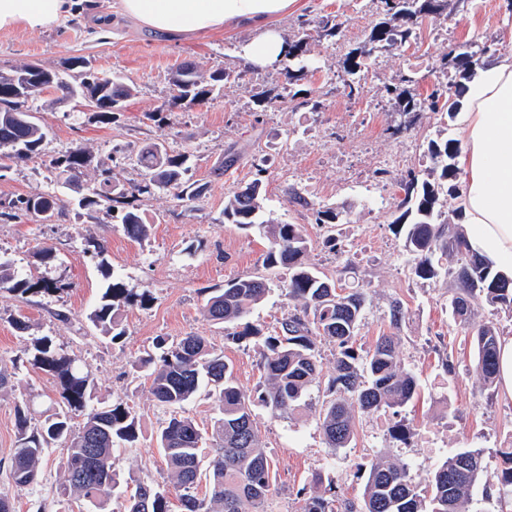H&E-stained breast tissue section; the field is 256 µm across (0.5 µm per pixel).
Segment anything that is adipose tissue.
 I'll list each match as a JSON object with an SVG mask.
<instances>
[{
    "instance_id": "adipose-tissue-1",
    "label": "adipose tissue",
    "mask_w": 512,
    "mask_h": 512,
    "mask_svg": "<svg viewBox=\"0 0 512 512\" xmlns=\"http://www.w3.org/2000/svg\"><path fill=\"white\" fill-rule=\"evenodd\" d=\"M297 0H119L122 17L169 37H203L247 28L255 39L241 52L245 66H268L288 46L273 21L293 12ZM87 13L97 34L112 32V17L97 0H0V32L46 31ZM461 132L464 149L461 205L468 242L512 277V57L483 70L467 90Z\"/></svg>"
}]
</instances>
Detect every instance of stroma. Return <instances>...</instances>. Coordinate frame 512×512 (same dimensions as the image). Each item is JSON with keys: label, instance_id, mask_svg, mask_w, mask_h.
<instances>
[{"label": "stroma", "instance_id": "obj_1", "mask_svg": "<svg viewBox=\"0 0 512 512\" xmlns=\"http://www.w3.org/2000/svg\"><path fill=\"white\" fill-rule=\"evenodd\" d=\"M380 12L379 0H299L297 10L277 19L286 40L307 39L306 54L315 70L303 87L320 102L314 111L280 98L284 76L277 64L248 71L239 84L214 92L202 104L171 106L172 71L186 61L203 75L222 68L239 70L242 48L254 37L247 29L178 43L126 20L119 21L109 40L92 38L78 19L45 32H0V73L33 61L57 71L68 58L82 56L95 69L137 89L107 124L95 113L81 111L79 102L60 104L55 92L40 93L36 103L47 129L42 152L0 177V201L55 191L63 205L62 215L49 224L31 217L0 223V259L17 269L47 272L59 286L50 294L0 289V366L13 371L9 386L0 390V496L11 501L15 512L87 510L61 493L62 448L43 457L36 489L17 486L10 474L17 404L32 401L31 418L37 424L58 397L56 378L26 361L33 339L51 337L56 346L81 359L96 380L97 400L122 399L133 406L141 438L136 449L122 455L120 474L163 481L167 470L155 434L164 415L148 378L135 373L132 364L156 337L196 332L223 352L240 386L256 388L258 339L233 341L208 322L201 312L200 291L265 274L269 222L302 225L309 241L307 263L329 277L364 286L367 303L357 337L361 348H370L388 331L391 301L403 303L408 319L401 331L400 359L420 389L419 398L402 412L412 429L407 442L389 438L395 421L391 412L365 413L357 418L350 447L334 455L326 448L314 410L279 417L255 406L259 438L278 473L274 512H301L303 501L296 492L311 487L318 474L335 484L340 499L361 503L369 465L384 450L408 464L419 485L451 449H482L488 472L502 466V453L512 445V396L479 379L473 338L448 312L446 278L413 279L404 238L393 225L400 181L410 173L426 172L428 141L439 135L458 138L460 121L424 111L415 116L411 129L394 134L401 117L384 87L410 69L417 74L419 92L447 85L450 71L441 59L449 48L468 43L490 44L492 63L512 56V11L505 0H469L463 8L427 17L418 45L376 52L359 97L348 98L337 78L341 62L349 48L364 41ZM328 19L341 23L339 36L321 37V23ZM268 94L273 103L257 109L256 98ZM151 112L156 115L152 121L147 118ZM159 137L170 151L191 155L193 178L205 183L206 191L192 203L169 194L141 198L138 205L149 225V235L141 241L128 238L106 209L77 213L75 192L58 190L49 168L52 158L78 143L92 157L82 188L93 187L107 167L132 185L140 179L132 158ZM257 177L266 186L260 224L243 229L225 223V197ZM293 190L313 203L349 211L350 223L335 229L343 253L325 247L327 227L315 223L310 210L291 202ZM91 238L104 245L103 255L85 253ZM45 245L55 249L46 265L37 256ZM104 265L109 275H102ZM109 277L129 290L148 288L154 295L145 305H121L125 334L114 342L90 329L86 320ZM62 313L67 316L63 322L58 319ZM19 319L27 322V331L16 329ZM448 358L455 367L451 374L444 367Z\"/></svg>", "mask_w": 512, "mask_h": 512}]
</instances>
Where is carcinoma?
<instances>
[{"label": "carcinoma", "mask_w": 512, "mask_h": 512, "mask_svg": "<svg viewBox=\"0 0 512 512\" xmlns=\"http://www.w3.org/2000/svg\"><path fill=\"white\" fill-rule=\"evenodd\" d=\"M379 2L383 20L375 23L364 43L350 49L342 60L343 89L350 98L360 93L361 76L368 70V59L375 49L391 50L416 40L420 21L450 7L453 0ZM488 51L486 45L471 52L454 48L442 58L443 65L455 69L459 77L452 84V92L435 88L424 97L413 93L417 79L412 71L387 85L385 92L406 117L427 109L452 118L463 107L466 81L485 65ZM305 53V38L289 43L284 75L290 86L299 85L308 76ZM238 79L239 75L224 69L205 79L194 67L184 65L172 76V104L202 102ZM49 87L96 99L102 123L112 120V115L136 92L134 85L95 71L82 56L66 60L61 72L32 64L12 75L0 76V172L42 152L47 133L37 117L34 97ZM457 153L452 139L428 141L432 167L425 178L411 175L400 181L403 197L397 204L400 215L393 224L404 231L411 275L422 280L441 275L448 278V308L459 327L473 336L476 371L490 387L496 383L503 331L493 319L472 330L473 304L481 298L492 307L512 311V278L494 271L470 249L460 223L462 211L455 209L449 217L440 209V196L458 193ZM91 162L87 151L75 145L51 159L50 168L58 171L62 184L78 190L77 179ZM134 165L139 182L127 187L112 169L105 168L99 186L83 194L78 207L121 209L119 221L124 233L138 241L148 235L149 225L134 204L137 197L167 191L182 202H194L203 195L205 186L189 177L190 155L171 152L163 141L148 144L136 156ZM263 196V181L253 179L225 200V219L242 228L258 223ZM60 212V199L53 194L0 202V221L32 215L49 223ZM315 213L316 223L332 227L348 219L346 211L332 206H320ZM267 234L270 247L265 267L288 272L282 288L296 306L273 333L263 337V381L255 390H244L224 354L195 333L177 341L157 337L154 351L133 365L135 372H144L151 380L150 392L167 415L156 433L167 467L166 482L132 475L129 481L133 489L120 490L116 453L136 447L140 434L137 414L124 401L92 404L96 383L91 373L83 371L75 357L47 336L34 341L29 364L57 377V409L43 422L33 424L27 403L16 406L17 448L10 460L14 482L20 486L37 484L44 453L60 442L65 450L61 461L64 493L82 498L93 512H112L109 503L115 491L125 502L123 512H172L174 499L182 512H270L277 477L253 419L255 403L283 416L316 408L325 443L333 452L353 441L357 415L381 410L401 414V409L417 396L418 384L401 365L400 337L383 335L373 348L359 351L356 337L366 292L330 278L305 262L308 240L300 225L269 224ZM273 286L271 278L251 276L227 280L222 288H202V312L216 325H233L246 318ZM36 287L45 292L54 290L46 277L31 273L23 277L11 264L0 262V288L27 293ZM121 296L129 293L120 283H109L100 304L88 316L92 327L113 341L125 335L115 308V300ZM322 341L335 347L334 369L323 399L315 403L311 389L320 382L316 346ZM204 386L218 411L206 430L182 415L184 405ZM503 458V467L490 475L483 466L481 449L450 450L430 471L426 496L411 479L408 465L384 453L371 462L361 505L345 512H474V491L479 487L487 499L495 490L499 501H512V451H505ZM202 485L205 494L201 496ZM336 499L332 484L324 483L317 475L313 490L304 498L302 512H340Z\"/></svg>", "instance_id": "obj_1"}]
</instances>
